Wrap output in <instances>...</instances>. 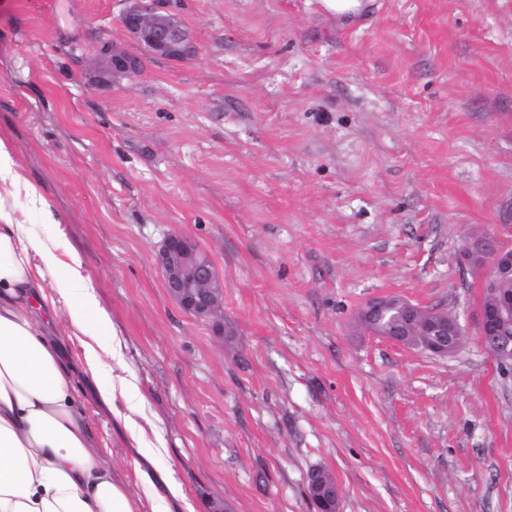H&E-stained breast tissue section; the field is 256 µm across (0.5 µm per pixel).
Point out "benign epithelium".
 <instances>
[{
    "instance_id": "obj_1",
    "label": "benign epithelium",
    "mask_w": 512,
    "mask_h": 512,
    "mask_svg": "<svg viewBox=\"0 0 512 512\" xmlns=\"http://www.w3.org/2000/svg\"><path fill=\"white\" fill-rule=\"evenodd\" d=\"M120 22L124 30L148 53L180 60L192 55L196 46L182 18L171 10L169 0H124ZM102 70L107 74H133L135 60L112 52L111 42H98ZM472 272L478 275L489 300L481 303L477 335L488 354L505 368L512 367V292L501 282L512 276V247L490 235H475L464 247ZM164 287L189 315L212 322L224 330V281L213 260L188 237L168 234L157 251ZM396 311L402 318L376 326L375 317ZM361 328L381 334L410 349L441 357L457 353L464 345L465 333L457 318L444 309H427L396 295H381L368 300L358 311ZM306 487L315 512L341 500V489L331 472L310 470Z\"/></svg>"
}]
</instances>
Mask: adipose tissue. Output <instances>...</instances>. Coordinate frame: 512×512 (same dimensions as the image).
I'll list each match as a JSON object with an SVG mask.
<instances>
[{
  "instance_id": "ef3b65f1",
  "label": "adipose tissue",
  "mask_w": 512,
  "mask_h": 512,
  "mask_svg": "<svg viewBox=\"0 0 512 512\" xmlns=\"http://www.w3.org/2000/svg\"><path fill=\"white\" fill-rule=\"evenodd\" d=\"M23 192L40 206L45 223L61 217L18 171L0 136V191ZM62 263L53 247L0 205V512H142L114 478L75 397V372L97 378L107 407L136 390L126 377L119 343H107L112 320L101 307L91 275L77 253ZM66 277L48 297L46 272ZM86 335L83 360L66 357L54 337L59 322ZM117 369L99 381L107 365ZM151 512H196L175 469L151 478Z\"/></svg>"
}]
</instances>
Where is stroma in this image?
<instances>
[{
  "label": "stroma",
  "mask_w": 512,
  "mask_h": 512,
  "mask_svg": "<svg viewBox=\"0 0 512 512\" xmlns=\"http://www.w3.org/2000/svg\"><path fill=\"white\" fill-rule=\"evenodd\" d=\"M122 0H0V133L64 215L15 216L77 251L138 387L155 468L197 512H512V371L480 346L463 255L512 245V0H180L197 45L173 61L124 31ZM139 57L101 73L99 36ZM178 232L224 280V331L186 314L155 253ZM394 294L457 315L434 356L356 324ZM76 395L116 478L149 501L121 422ZM324 12L340 21H355L363 14L367 0H318ZM306 487L312 491L313 496L309 497L315 512H336L323 511L322 507L341 500V489L336 483L331 472L324 468L311 469L306 476Z\"/></svg>",
  "instance_id": "stroma-1"
}]
</instances>
